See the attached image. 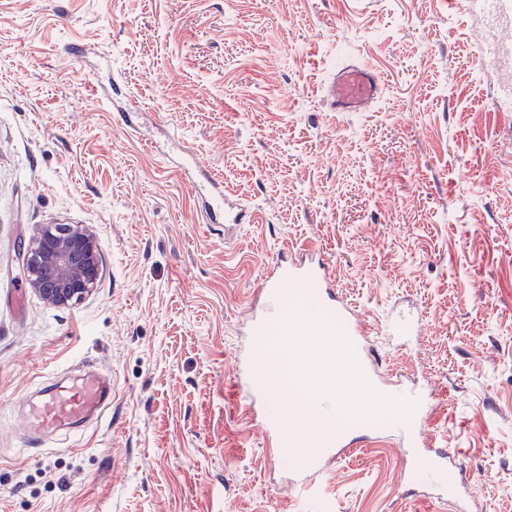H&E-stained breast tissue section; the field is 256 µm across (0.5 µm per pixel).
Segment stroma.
Listing matches in <instances>:
<instances>
[{
  "mask_svg": "<svg viewBox=\"0 0 512 512\" xmlns=\"http://www.w3.org/2000/svg\"><path fill=\"white\" fill-rule=\"evenodd\" d=\"M481 35L467 0H0V512H313L234 389L265 271L311 246L384 369L435 385L470 512H512V68L480 67ZM355 61L382 94L330 111ZM194 158L252 223H211ZM44 224L98 236L79 302L48 305L21 273ZM396 310L420 319L405 348L383 340ZM90 367L112 377L101 421L29 444L38 388ZM316 494L448 512L405 483L393 437L347 449Z\"/></svg>",
  "mask_w": 512,
  "mask_h": 512,
  "instance_id": "1",
  "label": "stroma"
}]
</instances>
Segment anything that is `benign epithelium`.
<instances>
[{
    "label": "benign epithelium",
    "instance_id": "benign-epithelium-1",
    "mask_svg": "<svg viewBox=\"0 0 512 512\" xmlns=\"http://www.w3.org/2000/svg\"><path fill=\"white\" fill-rule=\"evenodd\" d=\"M21 257L28 287L54 306L87 296L101 269L97 238L84 224L40 227Z\"/></svg>",
    "mask_w": 512,
    "mask_h": 512
}]
</instances>
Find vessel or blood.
I'll return each instance as SVG.
<instances>
[{
    "instance_id": "b4317fda",
    "label": "vessel or blood",
    "mask_w": 512,
    "mask_h": 512,
    "mask_svg": "<svg viewBox=\"0 0 512 512\" xmlns=\"http://www.w3.org/2000/svg\"><path fill=\"white\" fill-rule=\"evenodd\" d=\"M480 12L488 33L512 25V0H469ZM483 68L512 64V41L494 39L477 57ZM383 89L382 79L371 66L345 64L337 68L326 88L328 106L336 112H362ZM211 215L222 216L225 230L248 224L252 215L239 200L226 197L222 182L208 170L195 181ZM258 311L248 316L250 343L239 362L236 379L242 405L250 423L258 425L278 447L302 441L306 451L294 471L291 491L308 489L344 449L358 443L357 429L371 431L380 439L381 429L396 432L407 450L406 468L415 470L428 485L448 492L449 512H462L458 505L460 471L450 450L433 447L428 432L434 402L429 391L406 377L380 372L356 313L336 296L328 265L316 251L277 259L257 290ZM415 316L399 312L389 316L386 334L402 343L411 336ZM338 340L327 348L325 337ZM355 366L357 378L384 406L380 416L367 415L356 424L345 416L347 392L325 380L323 369L340 372ZM292 373L314 382L310 393L293 386L280 389L281 396L299 403L313 414L317 429L297 432L282 413H269L268 398L274 380ZM112 397V382L95 374L45 388L41 397L27 405L26 422L32 432H54L76 427L100 415Z\"/></svg>"
}]
</instances>
